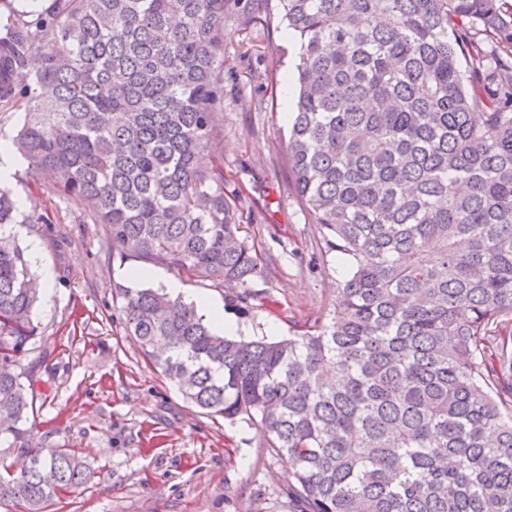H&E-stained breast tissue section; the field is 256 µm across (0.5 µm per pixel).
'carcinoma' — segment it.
<instances>
[{
    "label": "carcinoma",
    "instance_id": "1",
    "mask_svg": "<svg viewBox=\"0 0 512 512\" xmlns=\"http://www.w3.org/2000/svg\"><path fill=\"white\" fill-rule=\"evenodd\" d=\"M505 0H0V112L21 183L54 182L101 249L229 287L262 274L224 199L226 32L300 40L284 165L336 303L279 339L224 336L163 288H116L125 332L211 416L292 462L295 512H512V7ZM47 45L51 53L43 52ZM0 185V508L85 484L33 445L31 260ZM24 459L14 472L4 456Z\"/></svg>",
    "mask_w": 512,
    "mask_h": 512
}]
</instances>
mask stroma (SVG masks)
<instances>
[{
  "mask_svg": "<svg viewBox=\"0 0 512 512\" xmlns=\"http://www.w3.org/2000/svg\"><path fill=\"white\" fill-rule=\"evenodd\" d=\"M275 39L276 58L240 35L226 39L224 138L200 159L205 168L223 160L224 190L238 196L242 234L262 277L242 290L155 266L145 281L154 288L178 282L188 302L208 295L239 335L271 339L332 304L345 270L343 257L322 250L281 170L279 132L295 95L299 43L285 30ZM16 191L62 217L20 238L25 248L41 244L32 265L45 294L36 350L21 362L35 369L33 436L45 448L74 449L94 469L47 512H291L286 492L294 478L286 460L264 448L257 426L204 414L126 336L112 291L134 281L128 265L100 252L101 226L62 209L50 184ZM58 235L65 238L59 250L51 244Z\"/></svg>",
  "mask_w": 512,
  "mask_h": 512,
  "instance_id": "35a3bbf8",
  "label": "stroma"
}]
</instances>
